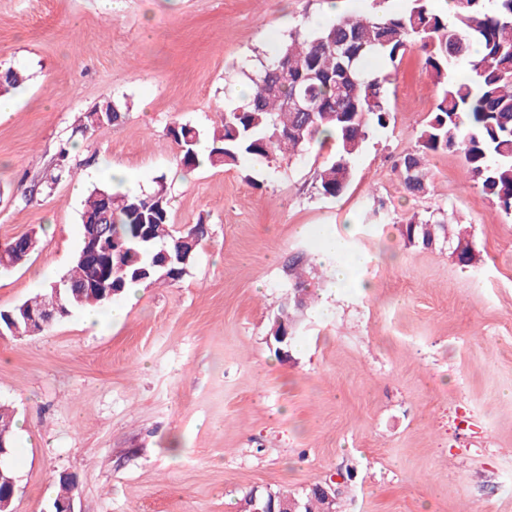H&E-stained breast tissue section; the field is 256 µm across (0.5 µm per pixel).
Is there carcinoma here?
Wrapping results in <instances>:
<instances>
[{"instance_id": "carcinoma-1", "label": "carcinoma", "mask_w": 512, "mask_h": 512, "mask_svg": "<svg viewBox=\"0 0 512 512\" xmlns=\"http://www.w3.org/2000/svg\"><path fill=\"white\" fill-rule=\"evenodd\" d=\"M429 0H412L405 12L394 15L340 16L312 33L295 31L288 41L249 76L253 92L242 105L227 107L220 127L209 135L187 123L174 122L167 135L177 146L176 158L186 169L208 162L237 167L244 159L270 161L282 154L299 156L328 132L336 144V157L316 177L326 197L344 192L352 163L369 134L389 120L386 78L371 69L374 61L395 63L410 48L425 55L439 89L438 103L413 147L401 158L407 193L426 192V157L458 149L474 185L505 212L512 211V0H448V13L429 9ZM23 71L0 70V93L19 88ZM309 97L318 111L293 112L292 97ZM125 107L103 99L80 113L73 132L85 135L104 125H117ZM210 143L207 156L201 142ZM75 176L69 151L60 149L52 172L42 185L52 188L63 177ZM110 210L112 239L124 247L112 282L120 290L133 283L160 279L162 254L181 279L206 233L202 222L180 234L170 224V198L162 181L150 193L128 189L114 192L95 187L81 213V233L100 223ZM447 219L437 221L412 215L402 222L410 243L427 244L446 237ZM91 270L75 256L73 267L59 280L60 303L67 312L108 303L102 292L85 287ZM275 500L295 499L300 512H324L322 500L307 490L300 495L272 494ZM269 493L252 491L256 508L267 506Z\"/></svg>"}]
</instances>
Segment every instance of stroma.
I'll use <instances>...</instances> for the list:
<instances>
[{"instance_id":"obj_1","label":"stroma","mask_w":512,"mask_h":512,"mask_svg":"<svg viewBox=\"0 0 512 512\" xmlns=\"http://www.w3.org/2000/svg\"><path fill=\"white\" fill-rule=\"evenodd\" d=\"M326 0H0V69L29 80L0 112V243L39 248L0 272V309L67 273L81 209L113 172L164 180L170 222H204L186 275L144 283L122 322L82 311L44 333L0 336V403L16 412L13 512H49L77 479L74 512H237L253 490L334 481L341 512H512V213L469 181L460 152L429 156L408 194L396 162L438 101L424 55L375 62L386 127L370 134L346 191L319 193L328 143L301 157L186 178L175 122L219 127L238 88ZM110 98L123 123L80 139L75 178L40 183L78 113ZM35 189L32 201L25 190ZM452 218L457 242L407 243L409 215ZM367 259L368 289L327 296L322 230ZM321 298L297 309L288 357L267 336L296 274Z\"/></svg>"}]
</instances>
